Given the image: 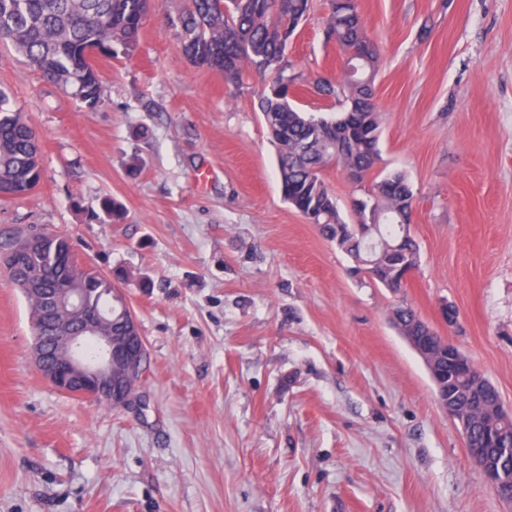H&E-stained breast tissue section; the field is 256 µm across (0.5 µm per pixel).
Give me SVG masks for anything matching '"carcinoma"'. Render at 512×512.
<instances>
[{"instance_id": "obj_1", "label": "carcinoma", "mask_w": 512, "mask_h": 512, "mask_svg": "<svg viewBox=\"0 0 512 512\" xmlns=\"http://www.w3.org/2000/svg\"><path fill=\"white\" fill-rule=\"evenodd\" d=\"M182 50L194 65L224 76L238 86L246 72L265 81L258 94V110L277 145V165L284 198L321 234L344 250L375 284L393 292L405 287L406 271L419 266L418 246L410 233L414 194L405 175L392 172L371 182L369 194L353 203L354 220L340 214L336 197L322 173L336 164L361 178L370 175L379 159L380 113L375 100L379 46L368 34L358 6L350 0H328L327 37L345 57L362 60L357 74L344 70L343 81L320 77L317 92L328 99L339 95L345 109L336 115L308 113L290 97L303 79L288 60V46L307 17L311 0H166ZM155 0H0V45L11 46L44 78L83 107L96 110L104 102L97 68L85 62L94 50L112 58L136 50L145 19ZM43 174L38 139L23 112L9 106V93L0 88V198L33 191ZM112 223L124 218L120 203L100 202ZM38 231L27 225L0 236V256H12L6 270L15 281L14 265H33L46 273V288H84L88 298L111 304L115 283L106 274L80 264L70 239L41 231L32 249L24 240ZM34 335H45L39 303L26 297ZM397 330L421 324L406 303L394 307ZM450 393L468 407L469 441L485 447L499 477L512 487V420L493 425L482 422L479 409L489 406L490 418L503 406L498 390L483 380L450 383Z\"/></svg>"}]
</instances>
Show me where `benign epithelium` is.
I'll return each mask as SVG.
<instances>
[{"mask_svg": "<svg viewBox=\"0 0 512 512\" xmlns=\"http://www.w3.org/2000/svg\"><path fill=\"white\" fill-rule=\"evenodd\" d=\"M52 314L56 333L46 349L45 337H36L34 362L43 377L59 392L94 400H107L126 408L136 398L145 359V340L135 319L127 330L135 335L114 336L104 327L105 315L90 305L82 288H59L53 297ZM448 362L457 372H477L465 352L455 343H446ZM470 455L493 484L501 499L512 502L495 473L487 468L481 448L468 447Z\"/></svg>", "mask_w": 512, "mask_h": 512, "instance_id": "7a95c632", "label": "benign epithelium"}]
</instances>
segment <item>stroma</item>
<instances>
[{
	"label": "stroma",
	"mask_w": 512,
	"mask_h": 512,
	"mask_svg": "<svg viewBox=\"0 0 512 512\" xmlns=\"http://www.w3.org/2000/svg\"><path fill=\"white\" fill-rule=\"evenodd\" d=\"M358 3L380 48L373 172L414 192L420 263L397 292L282 197L260 77L194 66L164 8L133 55L97 60L94 111L0 46L44 165L0 199V233L69 234L119 276L148 354L127 408L56 391L0 274V512H512L391 321L411 304L512 409V0ZM327 17L313 0L288 48L304 76L343 68Z\"/></svg>",
	"instance_id": "obj_1"
}]
</instances>
